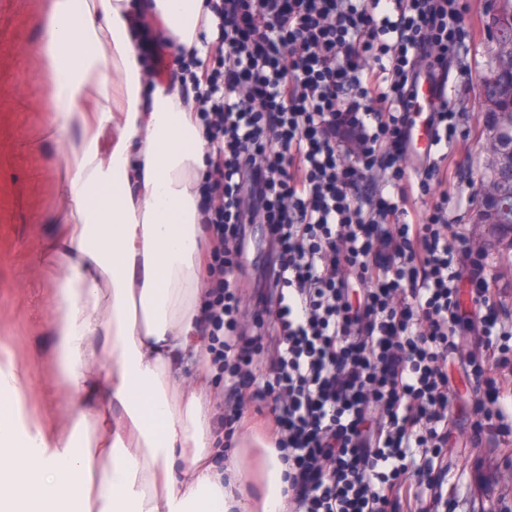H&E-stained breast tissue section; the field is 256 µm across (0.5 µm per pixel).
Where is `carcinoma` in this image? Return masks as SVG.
Wrapping results in <instances>:
<instances>
[{"label": "carcinoma", "instance_id": "cac0c4a2", "mask_svg": "<svg viewBox=\"0 0 512 512\" xmlns=\"http://www.w3.org/2000/svg\"><path fill=\"white\" fill-rule=\"evenodd\" d=\"M488 18L491 62L479 95L487 135L501 137L504 155L500 169H491L482 178L475 220L491 225V236L500 241L512 234V0H490Z\"/></svg>", "mask_w": 512, "mask_h": 512}]
</instances>
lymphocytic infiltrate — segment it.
I'll use <instances>...</instances> for the list:
<instances>
[{"label": "lymphocytic infiltrate", "instance_id": "f902f5d3", "mask_svg": "<svg viewBox=\"0 0 512 512\" xmlns=\"http://www.w3.org/2000/svg\"><path fill=\"white\" fill-rule=\"evenodd\" d=\"M214 58L192 89L210 146L198 186L212 262L202 320L232 441L273 402L292 512H455L453 454L512 445V266L450 230L475 201L462 115L410 166L406 106L467 49V0H205ZM268 227L269 282L241 322L242 225ZM469 383L459 392L448 365Z\"/></svg>", "mask_w": 512, "mask_h": 512}]
</instances>
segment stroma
Returning <instances> with one entry per match:
<instances>
[{"mask_svg": "<svg viewBox=\"0 0 512 512\" xmlns=\"http://www.w3.org/2000/svg\"><path fill=\"white\" fill-rule=\"evenodd\" d=\"M474 31L467 58L448 70V96L466 116L470 149L464 178L479 185L491 164L479 85L489 60L486 0H469ZM45 0H0V365L17 363L30 378L9 400L22 425L61 428L68 398L52 359L53 298L58 272L45 253L57 228L60 158L40 117L47 107L35 47L43 37Z\"/></svg>", "mask_w": 512, "mask_h": 512, "instance_id": "35a3bbf8", "label": "stroma"}]
</instances>
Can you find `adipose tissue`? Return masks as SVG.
<instances>
[{"mask_svg":"<svg viewBox=\"0 0 512 512\" xmlns=\"http://www.w3.org/2000/svg\"><path fill=\"white\" fill-rule=\"evenodd\" d=\"M204 3L49 0L38 55L61 145L53 327L71 406L54 434L0 413V512H287L272 444L228 451L208 424L221 401L202 364L209 141L181 73L150 83L130 34L148 12L160 37L206 56ZM90 386L106 412L86 407Z\"/></svg>","mask_w":512,"mask_h":512,"instance_id":"obj_1","label":"adipose tissue"}]
</instances>
